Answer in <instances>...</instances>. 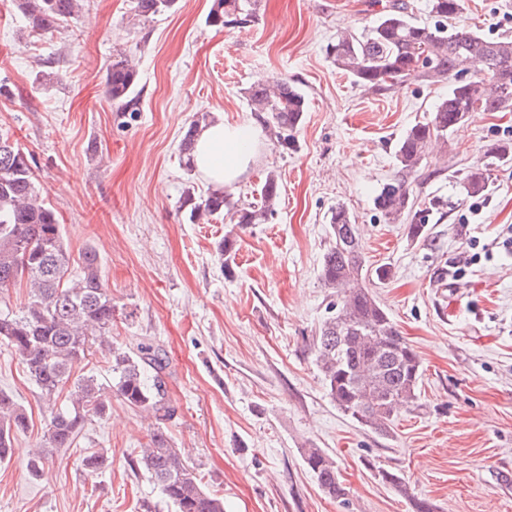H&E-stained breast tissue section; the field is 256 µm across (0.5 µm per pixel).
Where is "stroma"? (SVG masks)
<instances>
[{
	"mask_svg": "<svg viewBox=\"0 0 512 512\" xmlns=\"http://www.w3.org/2000/svg\"><path fill=\"white\" fill-rule=\"evenodd\" d=\"M389 0H259L242 28L207 24L212 0H178L141 22L132 0H83L80 22L31 32L0 0V131L30 152L40 194L72 253L95 246L112 295V338L162 347L171 417L142 416L112 397L76 444L52 448L44 472L29 461L48 414L18 356L0 345V390L32 420L0 463V512H173L139 452L162 427L224 512H512V162L493 165L488 191L461 182L488 146L512 142L511 112H473L434 147L412 183L416 208L441 198L425 237H408L373 207L398 171L403 132L431 118L447 83L414 79L374 92L336 69L328 47L371 24ZM454 25L512 36V0H461ZM126 53L137 73L135 112L106 93V70ZM285 78L306 95L292 149L260 134L257 158L231 193L259 202L263 178L281 185L267 223H190L183 134L196 113L255 123L257 82ZM355 217L369 265L390 264L375 294L423 368L420 409L392 436L359 427L327 395L312 338L328 315L320 279L330 212ZM233 233L231 274L217 248ZM331 456L347 494H323L303 451ZM107 456L96 471L89 455ZM398 475L401 486L382 481Z\"/></svg>",
	"mask_w": 512,
	"mask_h": 512,
	"instance_id": "35a3bbf8",
	"label": "stroma"
}]
</instances>
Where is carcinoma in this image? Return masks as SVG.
Instances as JSON below:
<instances>
[{
	"label": "carcinoma",
	"mask_w": 512,
	"mask_h": 512,
	"mask_svg": "<svg viewBox=\"0 0 512 512\" xmlns=\"http://www.w3.org/2000/svg\"><path fill=\"white\" fill-rule=\"evenodd\" d=\"M177 0H135V15L144 21L172 10ZM258 0H219L220 11L210 10L214 27H242L256 16ZM17 9L38 33L54 31L60 22L79 20L81 0H17ZM460 10V0H428L432 22L414 17L407 0H394L371 25L347 32L332 46L336 67L361 86L375 91L411 76L430 83L451 80L468 71L473 79L453 83L448 96L435 103L432 118L408 128L398 141L395 157L402 177L383 184L374 208L391 223L405 217L408 236H423L428 212L443 206L436 199L425 209H414L408 178L423 165L429 147L448 144V132L465 121L474 96L484 112L512 108V38H487L448 23ZM136 71L129 60H115L107 69V94L127 101ZM248 102L270 137L282 147L294 143V132L306 112L303 92L286 79L258 83L248 89ZM208 113L191 121L180 144L187 174L194 169L193 151ZM488 162L468 170L463 182L469 194L488 187L494 162L512 159V144L487 149ZM30 155L10 138L0 135V291L16 285L28 288V300L18 313L0 314V342L18 355L30 380L49 406L45 444L69 448L91 417L109 409L97 379L71 380L72 367L86 358L96 337L112 333V294L100 270L97 248L79 254L80 274L69 278L73 261L55 212L40 199ZM278 177L270 172L261 188V201L240 205L225 189L197 196L184 191L180 208L193 224L227 217L239 228L263 224L275 213L280 196ZM329 244L323 254L320 278L339 300L313 338L316 364L327 395L344 414L380 436L393 431L397 418L421 407L420 360L401 335L372 289L386 284L392 268L366 265L355 219L342 205L332 209ZM112 363V388L128 405L158 420L171 416L165 400L163 375L168 359L150 342L133 346L112 343L105 349ZM68 393L66 403L58 398ZM29 428L26 411L0 391V448L13 447L14 436ZM304 460L327 496L342 499L346 489L338 479L336 462L320 448L304 449ZM139 464L150 475L162 498L174 512H224V501L206 492L188 469L166 432L149 433Z\"/></svg>",
	"instance_id": "obj_1"
}]
</instances>
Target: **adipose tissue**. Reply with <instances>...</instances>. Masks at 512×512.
<instances>
[{"label": "adipose tissue", "mask_w": 512, "mask_h": 512, "mask_svg": "<svg viewBox=\"0 0 512 512\" xmlns=\"http://www.w3.org/2000/svg\"><path fill=\"white\" fill-rule=\"evenodd\" d=\"M254 127L217 120L203 127L197 137L195 166L201 178L216 187L235 185L250 165Z\"/></svg>", "instance_id": "1"}]
</instances>
